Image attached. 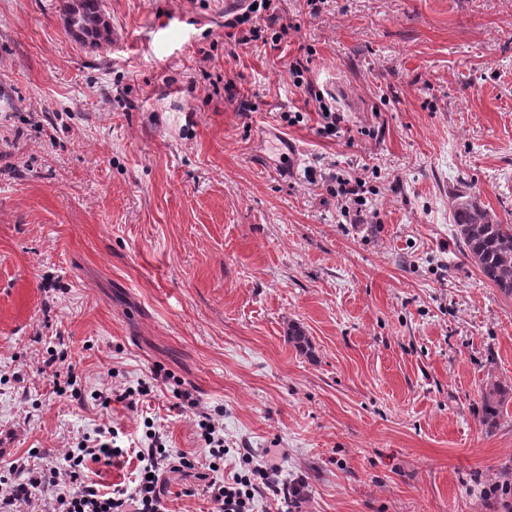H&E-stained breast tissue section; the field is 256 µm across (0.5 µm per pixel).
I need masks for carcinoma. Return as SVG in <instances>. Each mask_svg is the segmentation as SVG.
<instances>
[{
	"label": "carcinoma",
	"instance_id": "1",
	"mask_svg": "<svg viewBox=\"0 0 512 512\" xmlns=\"http://www.w3.org/2000/svg\"><path fill=\"white\" fill-rule=\"evenodd\" d=\"M67 27L77 38L99 43L108 39L101 0H70ZM454 223L460 254L506 298L512 297V224L493 219L469 195L455 198ZM504 389L494 384L483 393V420L493 425L500 418Z\"/></svg>",
	"mask_w": 512,
	"mask_h": 512
}]
</instances>
